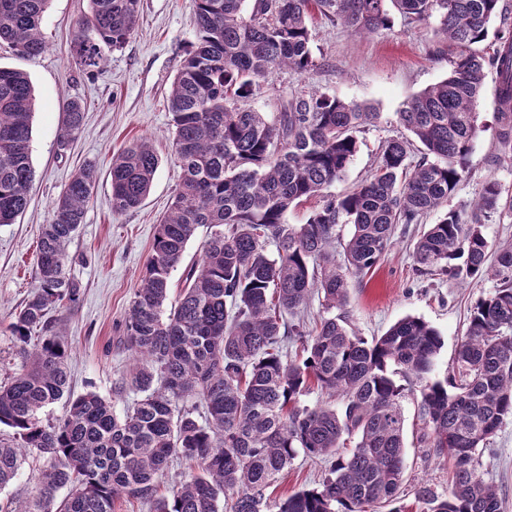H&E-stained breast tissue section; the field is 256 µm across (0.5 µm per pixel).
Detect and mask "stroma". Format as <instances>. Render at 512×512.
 <instances>
[{"label": "stroma", "mask_w": 512, "mask_h": 512, "mask_svg": "<svg viewBox=\"0 0 512 512\" xmlns=\"http://www.w3.org/2000/svg\"><path fill=\"white\" fill-rule=\"evenodd\" d=\"M88 11V0H50L42 20L47 43L42 55L24 59L0 49V66L27 72L37 98L29 205L16 223L0 225V353L12 350L7 329L12 313L36 289L37 241L42 224L51 216L54 198L76 170L96 165L98 185L85 221L69 245L72 261L68 271L78 281L82 296L62 317L71 347L72 392L97 391L112 400L120 415L135 398L134 393L118 391L135 366L121 341V324L151 253L157 224L170 209L180 179L172 156V114L167 97L194 36V12L193 0H142L134 36L123 49L109 55L102 71L90 75L70 54L77 23ZM438 25L435 16L410 24L396 14L390 28L356 34L313 18L310 29L316 67L301 75L288 69L274 72L247 105L273 122L292 92L328 91L379 112L377 125L359 133L358 152L343 179L329 189L330 194L340 195L368 175L380 143L401 134L397 114L403 105L446 78L448 57L435 34ZM494 82V72H487L478 114L485 130L474 142L468 171L449 200V208L469 206L489 178L512 193V161L495 156ZM65 98L83 103L85 119L80 135L63 146L58 140V107ZM142 138L152 142L160 159L152 187L137 208L114 213L109 176L112 155ZM421 226L396 235L392 251L373 273L352 281L346 310L353 328L368 340L405 316L422 317L442 335L438 369L444 373L454 365L471 307L493 291L494 283L484 277L461 283L442 275L418 276L413 244ZM403 412L406 477L398 504L406 512H423L415 490L425 483L444 492L448 461L419 447L422 423L415 398L404 400ZM479 461L485 479L502 496L504 512H512V422L504 423L490 444L480 449ZM329 467L325 459L297 457L276 482L267 512H277L288 495L318 483Z\"/></svg>", "instance_id": "obj_1"}]
</instances>
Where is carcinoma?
<instances>
[{
  "label": "carcinoma",
  "mask_w": 512,
  "mask_h": 512,
  "mask_svg": "<svg viewBox=\"0 0 512 512\" xmlns=\"http://www.w3.org/2000/svg\"><path fill=\"white\" fill-rule=\"evenodd\" d=\"M49 2L0 0V46L41 55ZM246 2L194 0V41L168 105L181 175L124 319L136 368L120 392L140 398L121 417L95 391L71 394L70 350L52 316L80 299L66 272L67 246L84 223L96 167L81 168L53 202L39 236L38 286L9 324L12 357H0L8 365L0 488L27 453L44 466L26 505L0 501V512H114L120 498L153 503L154 512H264L268 488L300 455L331 458L329 475L288 496L278 512H401L392 504L405 480L408 396L424 424L420 443L448 458L446 493L427 484L416 490L425 512H502L477 451L512 420V245L494 247L484 224L494 215L512 220V194L486 180L470 210L447 211L414 244L420 276L496 282L471 311L453 373L436 375L443 340L423 318L406 316L368 342L345 311L350 280L386 256L396 226L419 223L457 191L480 132L489 67L498 79L496 146L512 156V36L489 40L491 22L504 17L501 0H253L248 13ZM140 7L141 0H89L71 45L84 68L101 70L106 54L127 44ZM391 7L410 23L439 16L448 76L404 104L397 119L407 135L382 142L365 180L326 195L355 156L357 133L380 113L300 90L271 124L246 100L277 70L316 67L313 15L371 33L389 28ZM34 112L28 75L0 67V225L28 206ZM59 116L66 145L83 129L84 106L67 98ZM158 166L144 139L112 155V211L137 207ZM316 196L322 204L306 223L285 221ZM341 224L352 225L345 239ZM201 226L210 228L201 261L172 301L171 273ZM315 295L327 316L311 328L304 309ZM286 339L300 344L302 359H283ZM314 391L324 400L304 403ZM62 398L64 414L43 423V408ZM351 440L354 448L343 451ZM175 459L190 472L172 497H159L158 479Z\"/></svg>",
  "instance_id": "obj_1"
}]
</instances>
